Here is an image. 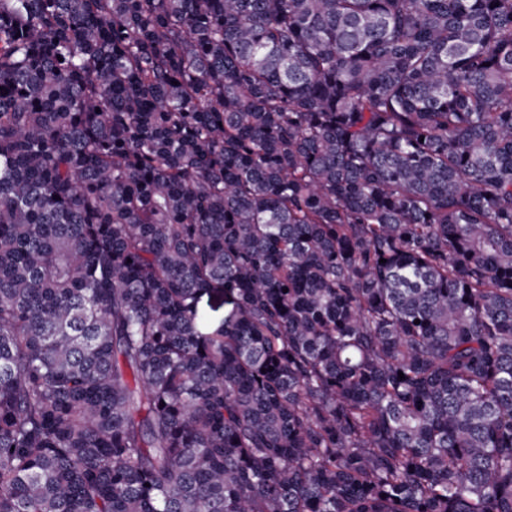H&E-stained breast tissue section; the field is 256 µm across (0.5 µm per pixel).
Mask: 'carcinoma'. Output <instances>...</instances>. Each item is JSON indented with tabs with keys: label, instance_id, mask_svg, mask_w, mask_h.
Segmentation results:
<instances>
[{
	"label": "carcinoma",
	"instance_id": "1",
	"mask_svg": "<svg viewBox=\"0 0 512 512\" xmlns=\"http://www.w3.org/2000/svg\"><path fill=\"white\" fill-rule=\"evenodd\" d=\"M0 512H512V0H0Z\"/></svg>",
	"mask_w": 512,
	"mask_h": 512
}]
</instances>
